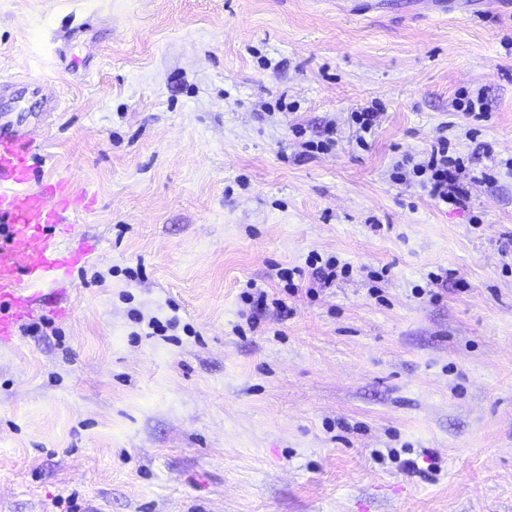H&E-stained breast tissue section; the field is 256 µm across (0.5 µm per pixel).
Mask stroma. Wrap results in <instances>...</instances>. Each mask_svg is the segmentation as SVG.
Listing matches in <instances>:
<instances>
[{"label":"stroma","mask_w":512,"mask_h":512,"mask_svg":"<svg viewBox=\"0 0 512 512\" xmlns=\"http://www.w3.org/2000/svg\"><path fill=\"white\" fill-rule=\"evenodd\" d=\"M14 76L92 250L0 339V512H512V6L0 0ZM413 172L424 176L429 173L423 187L428 194L439 202L456 208L464 207L469 195V185L483 179L471 174L460 157L448 155V140L441 139L431 147L428 156L413 166Z\"/></svg>","instance_id":"stroma-1"}]
</instances>
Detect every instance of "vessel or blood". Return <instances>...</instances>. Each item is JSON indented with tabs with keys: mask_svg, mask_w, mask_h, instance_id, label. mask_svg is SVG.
Here are the masks:
<instances>
[{
	"mask_svg": "<svg viewBox=\"0 0 512 512\" xmlns=\"http://www.w3.org/2000/svg\"><path fill=\"white\" fill-rule=\"evenodd\" d=\"M31 142L9 109L0 110V337L28 313L32 286L68 274L81 260L60 245L72 230L69 187L63 181L48 191L33 187Z\"/></svg>",
	"mask_w": 512,
	"mask_h": 512,
	"instance_id": "1",
	"label": "vessel or blood"
}]
</instances>
